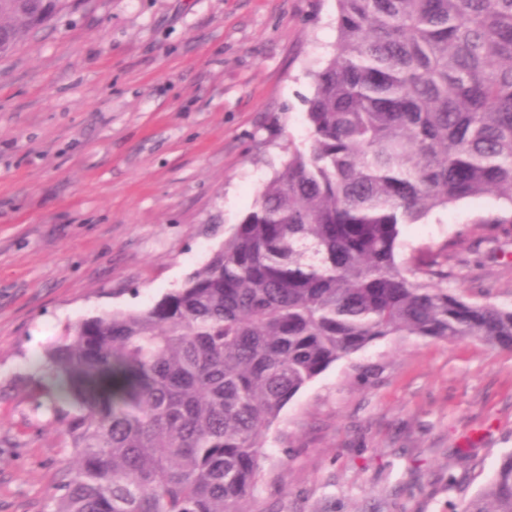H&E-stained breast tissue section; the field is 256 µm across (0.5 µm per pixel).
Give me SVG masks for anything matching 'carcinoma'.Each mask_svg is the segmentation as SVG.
Wrapping results in <instances>:
<instances>
[{"label":"carcinoma","instance_id":"carcinoma-1","mask_svg":"<svg viewBox=\"0 0 512 512\" xmlns=\"http://www.w3.org/2000/svg\"><path fill=\"white\" fill-rule=\"evenodd\" d=\"M65 0H0V53ZM307 151L183 286L51 350L78 464L54 512H247L284 406L386 336L512 349V308L446 287V242L401 227L494 195L512 224V0H336ZM460 512H512V455Z\"/></svg>","mask_w":512,"mask_h":512}]
</instances>
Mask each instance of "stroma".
<instances>
[{"mask_svg": "<svg viewBox=\"0 0 512 512\" xmlns=\"http://www.w3.org/2000/svg\"><path fill=\"white\" fill-rule=\"evenodd\" d=\"M336 0H69L0 54V512H53L73 450L42 390L67 327L181 287L307 149ZM468 200L403 227L455 239L450 289L512 307V224ZM249 512H459L512 453V350L388 336L264 434Z\"/></svg>", "mask_w": 512, "mask_h": 512, "instance_id": "1", "label": "stroma"}]
</instances>
